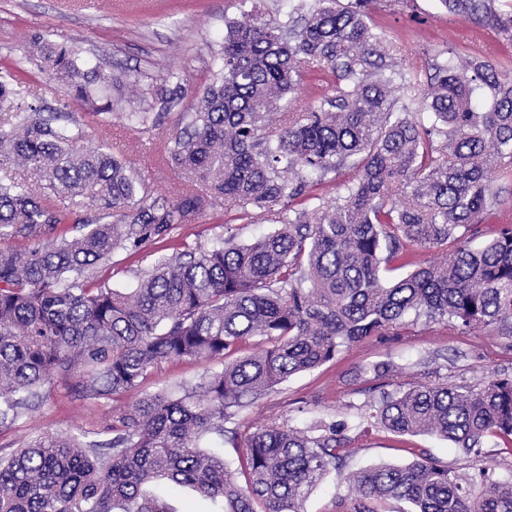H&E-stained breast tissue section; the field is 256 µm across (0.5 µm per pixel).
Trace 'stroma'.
Wrapping results in <instances>:
<instances>
[{"label": "stroma", "instance_id": "35a3bbf8", "mask_svg": "<svg viewBox=\"0 0 512 512\" xmlns=\"http://www.w3.org/2000/svg\"><path fill=\"white\" fill-rule=\"evenodd\" d=\"M0 0V67L19 61L32 37L43 35L58 43H76L91 63L112 75L104 95L114 115L108 123L91 122L87 108L69 99L49 72L28 65L24 75L37 105L48 112H66L84 123L88 144L107 143L126 156L158 193L172 192L178 183L165 161L164 147L175 132L179 113L203 87L211 59L224 37L226 20L249 11L267 19L285 12L293 0ZM373 19L400 52L404 70L425 72L435 56L457 52L463 57H494L512 73V37L485 21L453 18L438 0H405L398 6L377 0ZM149 108L161 116L157 129L129 130L122 113ZM235 207L220 205L196 223L177 229L168 248L149 244L135 254L119 252L99 268L100 280L115 288H132L140 272L152 270L162 252L176 253L183 244L209 245L233 231L247 243L270 231L267 223L236 222ZM390 362L398 376L375 377L372 367ZM213 360H182L153 369L140 389L93 400L81 397L74 384L59 383L42 402L27 410L9 430L0 431V453H6L37 434L86 435L97 439L112 412L135 404L143 394L197 381L204 372L222 369ZM437 372L450 384H473L488 371L512 374V352H504L491 336H458L443 326H409L398 333L374 336L319 368L291 376L262 400L239 409L224 423L230 432L245 433L266 423L270 415L290 424L309 426L318 420L354 422L362 406L395 389L396 382L420 380ZM350 452L342 469L333 470L304 501L303 512H336L339 498L348 494L347 472L361 467L413 462V449L454 473H471L473 461L450 441L432 434H398L381 427L346 433Z\"/></svg>", "mask_w": 512, "mask_h": 512}]
</instances>
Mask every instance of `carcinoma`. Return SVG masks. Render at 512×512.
Here are the masks:
<instances>
[{
	"mask_svg": "<svg viewBox=\"0 0 512 512\" xmlns=\"http://www.w3.org/2000/svg\"><path fill=\"white\" fill-rule=\"evenodd\" d=\"M375 0H305L281 18L225 22L203 89L166 147L185 186L160 195L134 164L84 130L27 101L21 81L0 80V429L15 425L47 386L78 380L109 399L142 386L173 360L222 359L224 368L176 392L147 395L111 415L107 442L43 432L0 456V512H171L159 493L188 487L212 512H300L346 449L336 423L272 421L224 458V420L277 384L341 349L395 333L411 319L450 331L512 338V224H488L494 183L512 175V79L488 58L458 67L433 59L422 111L399 105V48L371 18ZM450 14L512 28V5L438 0ZM93 115L112 117V77L76 45L34 38L24 52ZM334 84L290 112L311 69ZM132 129L156 126L147 110L123 113ZM28 175L16 178L13 167ZM355 172L330 205L313 193ZM202 183L207 192L191 185ZM231 201L271 231L240 244L161 258L121 292L94 282L97 265L136 252ZM94 207L97 216H83ZM47 233L50 250L39 248ZM434 261L421 260L424 251ZM263 348L236 356L242 343ZM399 434L430 433L474 456L460 476L424 459L349 474L339 512H381L390 499L414 512H512V479L492 477L485 443L512 455V377L474 384L398 386L371 405Z\"/></svg>",
	"mask_w": 512,
	"mask_h": 512,
	"instance_id": "cac0c4a2",
	"label": "carcinoma"
}]
</instances>
